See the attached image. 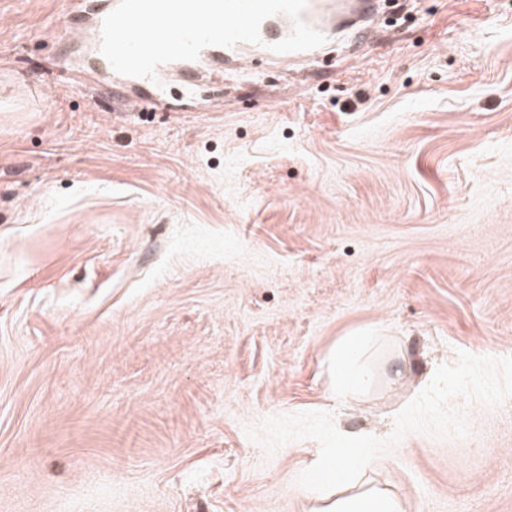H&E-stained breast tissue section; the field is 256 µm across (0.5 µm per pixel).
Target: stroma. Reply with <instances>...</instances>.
Returning <instances> with one entry per match:
<instances>
[{
    "instance_id": "35a3bbf8",
    "label": "stroma",
    "mask_w": 512,
    "mask_h": 512,
    "mask_svg": "<svg viewBox=\"0 0 512 512\" xmlns=\"http://www.w3.org/2000/svg\"><path fill=\"white\" fill-rule=\"evenodd\" d=\"M345 18L131 112L69 79L67 0H0V512H316L318 442L246 427L386 437L458 351L512 356V0ZM452 406L469 436L366 479L512 512V398Z\"/></svg>"
}]
</instances>
